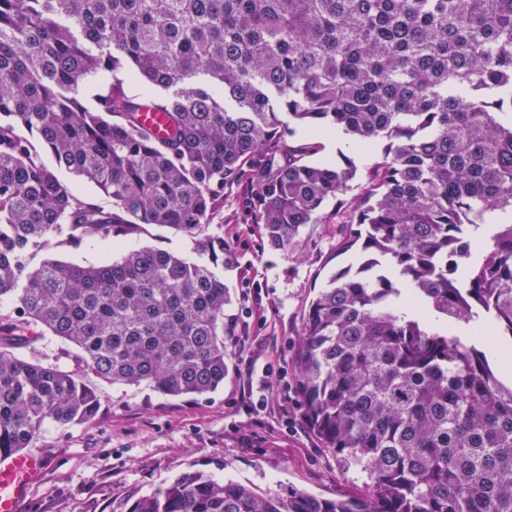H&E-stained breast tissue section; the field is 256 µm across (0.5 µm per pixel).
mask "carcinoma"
<instances>
[{"instance_id":"1","label":"carcinoma","mask_w":512,"mask_h":512,"mask_svg":"<svg viewBox=\"0 0 512 512\" xmlns=\"http://www.w3.org/2000/svg\"><path fill=\"white\" fill-rule=\"evenodd\" d=\"M297 128L384 147L360 187L352 158L320 165L317 143H286ZM243 173L272 248L300 252L331 199L342 248L360 245L311 302L296 366L308 422L368 494H260L190 471L128 512H512V386L447 326L512 337V222L476 236L512 214V0H0V455L100 407L60 358L5 344L59 340L79 367L172 397L224 383L209 217ZM143 224L198 259L146 247L29 267L52 238L103 245ZM61 177L73 184L80 195L88 198L90 201L98 204L105 210L112 209V200L105 196L96 186L92 183L82 180L81 178L74 176L73 174L67 172H61Z\"/></svg>"}]
</instances>
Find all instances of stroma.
I'll list each match as a JSON object with an SVG mask.
<instances>
[{
	"label": "stroma",
	"mask_w": 512,
	"mask_h": 512,
	"mask_svg": "<svg viewBox=\"0 0 512 512\" xmlns=\"http://www.w3.org/2000/svg\"><path fill=\"white\" fill-rule=\"evenodd\" d=\"M381 152V144L362 145L339 133L323 138L311 160L333 164L348 155L363 179ZM250 197L247 178L226 183L224 202L210 218L212 232L224 237L227 313L235 322L224 339L223 385L203 396L169 397L80 370L99 396V412L80 424L44 425L32 450L47 468L19 512H128L136 499L189 471L262 493L289 487L329 499L364 494L361 474L344 468L305 422L295 362L313 298L332 274L357 264L359 251H338L340 226L331 221L303 230L300 254L273 249L246 210ZM146 246L193 254L181 235L145 225L110 253L54 244L30 265L51 258L90 266Z\"/></svg>",
	"instance_id": "1"
}]
</instances>
